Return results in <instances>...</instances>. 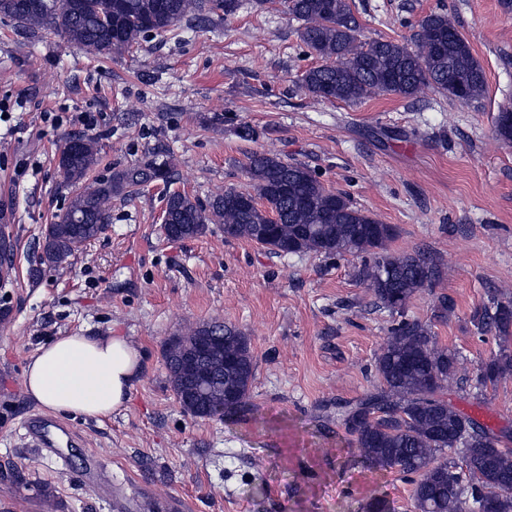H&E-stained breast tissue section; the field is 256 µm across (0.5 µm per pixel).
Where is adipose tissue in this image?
<instances>
[{"instance_id": "1", "label": "adipose tissue", "mask_w": 512, "mask_h": 512, "mask_svg": "<svg viewBox=\"0 0 512 512\" xmlns=\"http://www.w3.org/2000/svg\"><path fill=\"white\" fill-rule=\"evenodd\" d=\"M141 357L122 336L83 331L62 336L29 359L25 391L55 412L107 417L128 402Z\"/></svg>"}]
</instances>
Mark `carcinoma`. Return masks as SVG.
<instances>
[{"label": "carcinoma", "mask_w": 512, "mask_h": 512, "mask_svg": "<svg viewBox=\"0 0 512 512\" xmlns=\"http://www.w3.org/2000/svg\"><path fill=\"white\" fill-rule=\"evenodd\" d=\"M283 6L300 23L307 53L322 61L301 78L319 99L415 98L432 87L451 99L473 102L485 93V72L444 10L424 16L409 45L362 41L349 0H283ZM241 7L242 0H66L58 8L51 0H0V15L33 33L53 34L108 58L163 36L186 17L227 19ZM66 142L74 147L60 152L59 167L65 186L78 191L46 226L39 243L40 265L55 269L105 232L112 199H131L154 181L170 184L176 166L171 154L155 156L89 182L97 162L95 138L74 136ZM246 169L256 186L254 195L228 188L202 204L185 192H167V239L197 238L208 225L220 224L225 236L262 241L275 254H367L370 259L359 276L375 301L391 311L402 310L415 291L440 278L422 254L389 252L394 228L354 206L345 194L327 189L307 166L259 152L249 157ZM75 215L82 223L73 222ZM14 248V240L0 236V281L11 274ZM472 322L478 333L493 331L506 341L512 334V302L493 298L475 309ZM198 336L224 337V357L233 361V371L223 370L216 360L200 365L208 409L198 413L184 402L192 373L179 363V350L167 346L165 362L180 405L199 418L243 415L249 411L255 369L248 338L213 319L179 340L190 344ZM459 364L428 325L403 320L389 329L376 358L379 387L354 404L336 406V420L368 465L413 477L418 512H512V449L499 447L490 430L443 398ZM507 374H512V350L505 345L481 366L478 383L493 385Z\"/></svg>", "instance_id": "obj_1"}]
</instances>
